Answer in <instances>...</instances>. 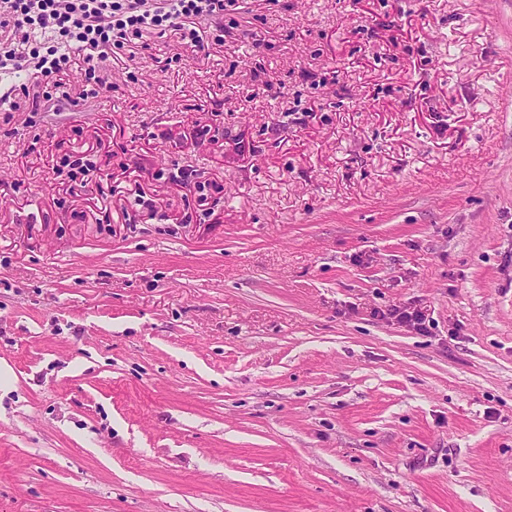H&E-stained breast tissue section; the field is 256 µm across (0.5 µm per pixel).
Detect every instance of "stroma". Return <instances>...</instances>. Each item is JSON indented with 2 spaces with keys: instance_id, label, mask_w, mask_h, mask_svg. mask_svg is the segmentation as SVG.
<instances>
[{
  "instance_id": "35a3bbf8",
  "label": "stroma",
  "mask_w": 512,
  "mask_h": 512,
  "mask_svg": "<svg viewBox=\"0 0 512 512\" xmlns=\"http://www.w3.org/2000/svg\"><path fill=\"white\" fill-rule=\"evenodd\" d=\"M200 25L0 31V512H512V0ZM48 50L49 56H54L51 60H49V57L45 55H40V50L37 44L32 48L31 53L34 59L40 57V60L42 61L40 67L43 68L44 76L52 80L54 87L60 88V83L53 79L58 73L68 68L69 57L66 54H59L56 56L59 51L58 47L52 46L48 48ZM381 316L384 318L394 319L402 324H409L413 329L420 334H427L428 329L426 326V318L420 311H407L399 308H392L387 312H382Z\"/></svg>"
}]
</instances>
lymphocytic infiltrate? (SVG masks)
Returning <instances> with one entry per match:
<instances>
[{"instance_id": "lymphocytic-infiltrate-1", "label": "lymphocytic infiltrate", "mask_w": 512, "mask_h": 512, "mask_svg": "<svg viewBox=\"0 0 512 512\" xmlns=\"http://www.w3.org/2000/svg\"><path fill=\"white\" fill-rule=\"evenodd\" d=\"M224 0H169L163 11H137L125 0H10L6 13H0V29L41 27L52 29L61 41L89 45L84 59L88 95H97L102 85L96 74L93 49L138 41L145 35L159 37L177 32L185 45L203 49L204 39L196 19L220 16Z\"/></svg>"}]
</instances>
